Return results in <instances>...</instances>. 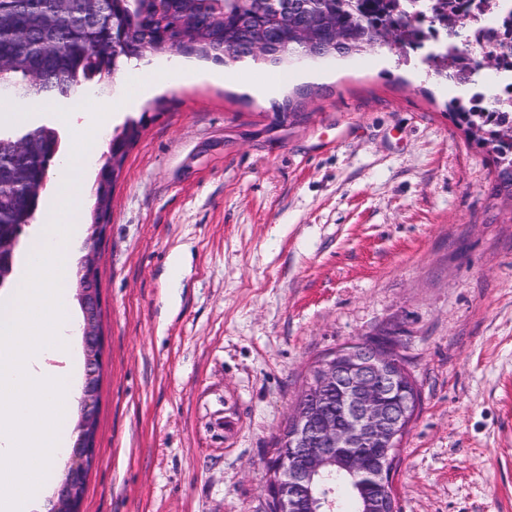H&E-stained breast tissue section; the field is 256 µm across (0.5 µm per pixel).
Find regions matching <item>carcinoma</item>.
Listing matches in <instances>:
<instances>
[{"mask_svg": "<svg viewBox=\"0 0 512 512\" xmlns=\"http://www.w3.org/2000/svg\"><path fill=\"white\" fill-rule=\"evenodd\" d=\"M284 10L282 0H0V99L51 96L64 101L79 88L101 94L113 73L151 54L172 51L179 32L189 37L183 55L224 65L246 57L238 50L255 39L272 45L265 60L288 65L301 50L299 32L320 57L359 54L375 45L410 46L408 17L394 16L395 0H302ZM283 123L301 112L287 99L275 106ZM448 115L488 148L495 170L492 193L512 200V126L492 125L490 112ZM149 117L142 113L113 135L103 153L90 225L112 207L114 165H123ZM59 150L54 129L19 125L0 129V225L4 241L35 219L48 167ZM368 469L348 473L343 459L328 462L313 481L315 494L328 491L338 512H384L393 493L379 475L381 460L361 448Z\"/></svg>", "mask_w": 512, "mask_h": 512, "instance_id": "carcinoma-1", "label": "carcinoma"}]
</instances>
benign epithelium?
<instances>
[{"label":"benign epithelium","mask_w":512,"mask_h":512,"mask_svg":"<svg viewBox=\"0 0 512 512\" xmlns=\"http://www.w3.org/2000/svg\"><path fill=\"white\" fill-rule=\"evenodd\" d=\"M106 230L107 226L100 224L86 239L85 262L91 281L99 270L100 245ZM82 306L87 324L83 336L87 379L81 399V415L84 422L91 423L98 421L96 384L103 364L104 336L96 319L101 308L100 295L93 293L82 299ZM396 355L398 349L394 340L384 346L358 341L345 344L321 359L319 388L332 390L339 376L346 378L339 401L349 421L344 427L330 417L314 421L304 410L313 394L302 390L299 403L291 414V431L281 437L266 473L267 503L275 512H310L314 507L310 481L327 461L336 457L338 451H348L345 468L359 472L363 469V459L355 449L391 448L397 444L407 428L405 419L409 405L391 404L384 396ZM95 455L96 444L78 437L68 461L70 480L82 479L89 460ZM70 498V484L66 483L55 491L47 512H63V504Z\"/></svg>","instance_id":"obj_1"}]
</instances>
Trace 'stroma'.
<instances>
[{
  "instance_id": "obj_1",
  "label": "stroma",
  "mask_w": 512,
  "mask_h": 512,
  "mask_svg": "<svg viewBox=\"0 0 512 512\" xmlns=\"http://www.w3.org/2000/svg\"><path fill=\"white\" fill-rule=\"evenodd\" d=\"M389 62L375 65L376 58ZM292 63L301 122L231 82L162 88L117 179L83 512H264L310 367L384 332L420 394L397 512H512V201L434 63Z\"/></svg>"
}]
</instances>
